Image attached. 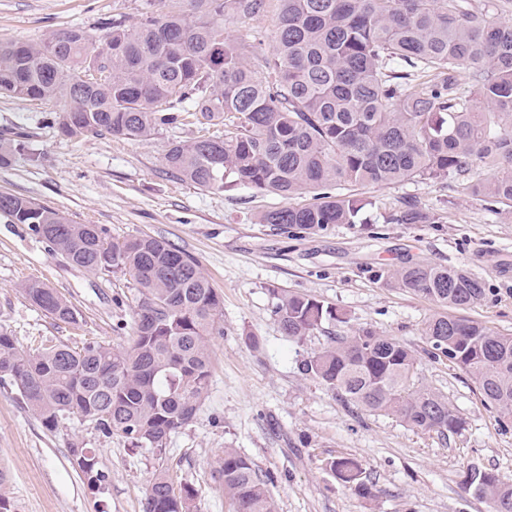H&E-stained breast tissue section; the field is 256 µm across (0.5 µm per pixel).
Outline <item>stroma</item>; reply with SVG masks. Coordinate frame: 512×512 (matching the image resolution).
Here are the masks:
<instances>
[{
	"label": "stroma",
	"instance_id": "1",
	"mask_svg": "<svg viewBox=\"0 0 512 512\" xmlns=\"http://www.w3.org/2000/svg\"><path fill=\"white\" fill-rule=\"evenodd\" d=\"M136 7L135 0H0V41L38 40L70 26L95 36L112 14L137 18ZM54 116L52 105L0 96V141L24 132L38 154L0 167V192L104 225L116 238L146 234L190 254L224 299V333L210 341V386L194 422L171 435L162 454L128 448L119 436L76 418L47 430L14 390L0 386V493L13 512H144L149 482L161 470L196 489L194 512H235L216 472L228 448L256 465L276 512H491L463 476L475 467L512 481V423L501 426L463 372L427 354L422 327L435 305L381 287L369 270L409 261L467 267L487 289L467 317L512 333V209H491L447 181H407L363 187L376 203L366 223L281 233L258 221L286 206L280 195L209 192L172 174L165 146L192 137V127L164 128L145 140L76 141L59 135ZM406 197L444 212L445 223H384V212ZM30 279L62 294L79 311V323L56 321L32 306L17 289ZM277 288L330 302L351 323L330 325L302 343L289 340L271 314ZM137 301L122 274H90L50 253L26 226L0 219V327L20 345L127 344ZM351 325L415 350L419 381L447 396L465 431L444 440L396 417L350 408L304 376L301 361L328 334ZM76 444L96 450L109 475L101 490L89 489L72 464ZM341 457L360 464L373 499L330 470Z\"/></svg>",
	"mask_w": 512,
	"mask_h": 512
}]
</instances>
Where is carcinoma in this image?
I'll list each match as a JSON object with an SVG mask.
<instances>
[{"label":"carcinoma","instance_id":"cac0c4a2","mask_svg":"<svg viewBox=\"0 0 512 512\" xmlns=\"http://www.w3.org/2000/svg\"><path fill=\"white\" fill-rule=\"evenodd\" d=\"M272 45L226 32L225 18H253L265 0H144L139 21L120 13L90 36L72 26L33 42H0V95L59 106L60 135L137 140L165 127L201 134L168 142L169 170L195 187L269 191L310 202L259 216L285 232L361 224L374 203L356 187L403 181L455 182L492 205L512 208V0H277ZM259 61L254 68L253 61ZM31 155L18 137L0 145V166ZM0 218L24 224L54 254L92 274L121 272L138 290L125 346L27 349L0 330V385L52 430L72 416L131 449L166 451L196 417L211 376V337L224 334L223 301L198 261L149 235L114 241L30 197L0 192ZM386 224H442L414 198ZM372 278L414 293L440 312L424 324L427 354L467 375L484 404L512 419V334L450 314L484 299V282L463 267L414 262L381 266ZM21 294L68 324L79 313L40 280ZM272 316L301 343L348 314L314 296L277 290ZM417 358L368 327L329 336L301 362L343 402L446 439L465 430L448 398L414 381ZM73 464L99 490L96 450L74 446ZM362 497L372 487L352 460L331 463ZM218 477L235 512H275L256 465L224 449ZM492 512H512V483L466 472ZM196 490L164 472L151 479L144 512H192Z\"/></svg>","mask_w":512,"mask_h":512}]
</instances>
